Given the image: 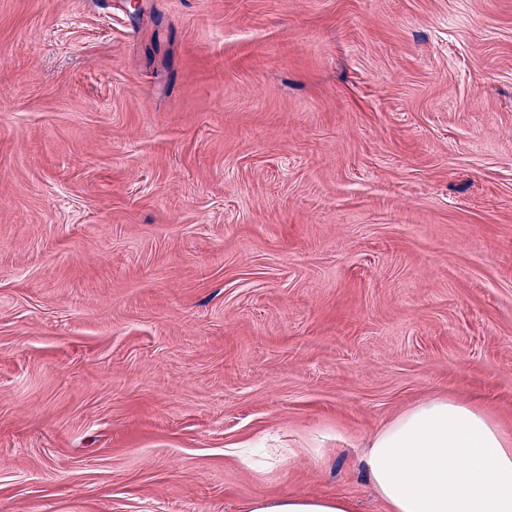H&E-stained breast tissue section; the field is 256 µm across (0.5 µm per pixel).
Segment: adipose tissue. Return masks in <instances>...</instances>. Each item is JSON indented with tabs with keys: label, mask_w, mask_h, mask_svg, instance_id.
Masks as SVG:
<instances>
[{
	"label": "adipose tissue",
	"mask_w": 512,
	"mask_h": 512,
	"mask_svg": "<svg viewBox=\"0 0 512 512\" xmlns=\"http://www.w3.org/2000/svg\"><path fill=\"white\" fill-rule=\"evenodd\" d=\"M365 468L386 512H512V435L482 409L432 398L371 438ZM247 512H356L343 496L289 494Z\"/></svg>",
	"instance_id": "1"
}]
</instances>
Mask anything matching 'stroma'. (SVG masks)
Instances as JSON below:
<instances>
[{"label":"stroma","instance_id":"stroma-1","mask_svg":"<svg viewBox=\"0 0 512 512\" xmlns=\"http://www.w3.org/2000/svg\"><path fill=\"white\" fill-rule=\"evenodd\" d=\"M434 397L512 432V0H0V512H386ZM245 512H357L353 502L343 496L321 497L288 494L252 502Z\"/></svg>","mask_w":512,"mask_h":512}]
</instances>
